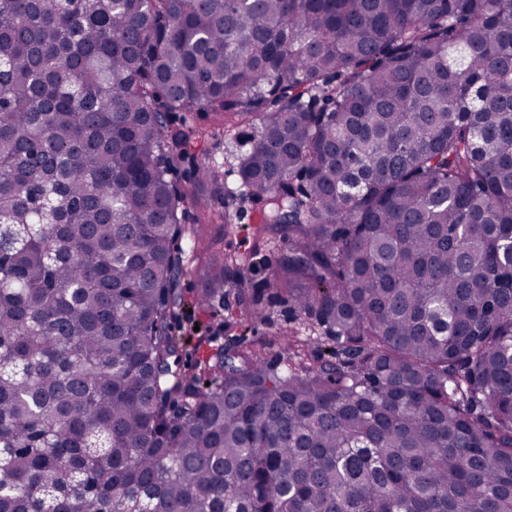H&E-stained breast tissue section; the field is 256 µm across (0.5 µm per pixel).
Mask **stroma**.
<instances>
[{"label":"stroma","mask_w":512,"mask_h":512,"mask_svg":"<svg viewBox=\"0 0 512 512\" xmlns=\"http://www.w3.org/2000/svg\"><path fill=\"white\" fill-rule=\"evenodd\" d=\"M191 122L197 127L199 138L189 158L190 163L203 165L217 162L227 174V184H235L238 180L236 169L239 151L234 140L224 137L220 120L211 115L195 116ZM186 222L197 230L198 236L194 239L186 237L181 241L186 269L181 281L185 309L172 323L173 335L185 343L186 365L195 366L202 356L224 347L238 336L244 337L247 345L262 350L269 358H277L280 352L278 337L291 329L310 339L307 354L319 355L320 349L313 346L312 341L323 338V330L289 312L287 305L281 303L273 290L265 286L280 249L273 243L255 246L251 218H244L237 224H208L204 222L198 207L191 204L186 208ZM207 242L215 243L223 247L227 255L241 259L247 281L261 291L263 313L260 318L243 322V306L238 301V290L234 287L227 289L224 308L219 315L213 316L194 307V298L201 286L197 271L198 258L203 244Z\"/></svg>","instance_id":"1"}]
</instances>
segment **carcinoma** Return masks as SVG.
Instances as JSON below:
<instances>
[{
    "label": "carcinoma",
    "mask_w": 512,
    "mask_h": 512,
    "mask_svg": "<svg viewBox=\"0 0 512 512\" xmlns=\"http://www.w3.org/2000/svg\"><path fill=\"white\" fill-rule=\"evenodd\" d=\"M204 189L328 357L185 368ZM0 512H512V0H0ZM197 127L200 137L192 151L185 169L192 171V164L203 165L211 161L222 165L224 173L228 172L226 182L233 187L238 180L237 167L239 163V151L234 140L224 139L221 122L217 117H188V120Z\"/></svg>",
    "instance_id": "carcinoma-1"
}]
</instances>
